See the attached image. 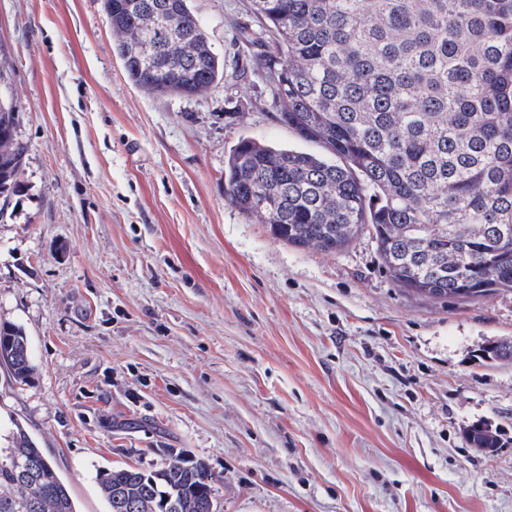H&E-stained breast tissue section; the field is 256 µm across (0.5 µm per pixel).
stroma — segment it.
I'll use <instances>...</instances> for the list:
<instances>
[{
    "label": "stroma",
    "instance_id": "stroma-1",
    "mask_svg": "<svg viewBox=\"0 0 512 512\" xmlns=\"http://www.w3.org/2000/svg\"><path fill=\"white\" fill-rule=\"evenodd\" d=\"M247 4L190 0L224 59L195 99L131 83L100 0H0L26 146L0 322L35 366L0 368V432L45 449L79 512H105L97 469L165 448L206 462L221 512H512V361L477 356L512 339V294L413 295L369 236L302 250L226 201L239 139L319 150L275 119ZM479 423L504 446L470 447Z\"/></svg>",
    "mask_w": 512,
    "mask_h": 512
}]
</instances>
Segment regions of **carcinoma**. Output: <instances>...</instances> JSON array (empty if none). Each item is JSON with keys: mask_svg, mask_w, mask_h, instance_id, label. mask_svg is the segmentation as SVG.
<instances>
[{"mask_svg": "<svg viewBox=\"0 0 512 512\" xmlns=\"http://www.w3.org/2000/svg\"><path fill=\"white\" fill-rule=\"evenodd\" d=\"M258 66L277 119L329 156L242 138L224 195L294 247L336 253L367 234L397 287L432 299L512 293V0H250ZM128 79L156 96L206 97L224 78L188 0H102ZM0 98V214L26 147ZM466 262L479 279L459 280ZM0 367L32 375L28 338L0 323ZM0 447V512H78L50 460L16 428ZM498 430L467 442L492 452ZM106 512H220L206 463L97 473Z\"/></svg>", "mask_w": 512, "mask_h": 512, "instance_id": "carcinoma-1", "label": "carcinoma"}]
</instances>
